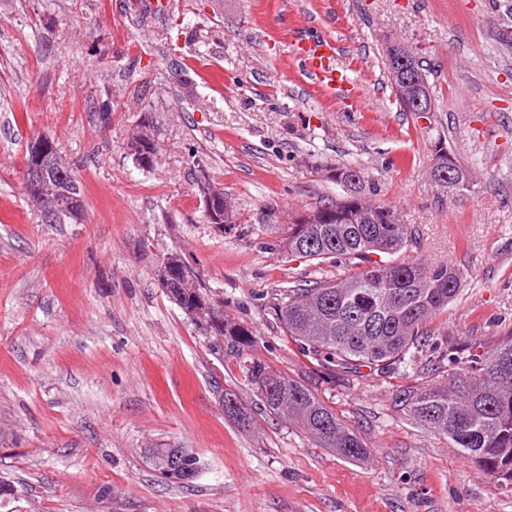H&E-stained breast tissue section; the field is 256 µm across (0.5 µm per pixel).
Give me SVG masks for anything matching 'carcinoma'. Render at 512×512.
<instances>
[{"label":"carcinoma","instance_id":"carcinoma-1","mask_svg":"<svg viewBox=\"0 0 512 512\" xmlns=\"http://www.w3.org/2000/svg\"><path fill=\"white\" fill-rule=\"evenodd\" d=\"M133 161L143 168L156 159L159 130L144 118ZM45 151L30 177L54 195L58 207L43 217L46 224H81L85 219L84 190L74 168L44 137ZM436 187L446 193L448 170L459 172L446 140L432 145ZM196 186L201 201H224V188L210 180L199 162ZM328 179L345 194L327 204L298 212L284 228L283 250L290 257L341 267L344 274L298 280L280 289L266 307L268 319L303 352L320 372L362 377L365 367L388 375L405 360H425V366L457 367L442 386L431 380L395 390V407L416 423L444 435L461 455L485 471L499 486L512 489V331L493 340L458 342L435 337L434 320L459 294L468 273L451 264L410 262L403 257L421 248L420 230L404 224L387 205L368 195L361 170L346 164L327 169ZM166 295L181 310L208 298L210 289L178 254L166 260ZM230 352L252 342L253 332L232 322L211 324ZM257 402L251 407L223 397L224 414L240 426L251 423L253 409L283 419L321 448L347 460H360L367 446L350 425L321 401L305 381L261 362L246 366ZM179 448H158L154 460L170 482L187 484L193 476L172 473Z\"/></svg>","mask_w":512,"mask_h":512}]
</instances>
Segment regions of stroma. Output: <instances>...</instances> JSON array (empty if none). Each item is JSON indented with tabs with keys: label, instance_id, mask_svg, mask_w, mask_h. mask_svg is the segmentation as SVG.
I'll return each instance as SVG.
<instances>
[{
	"label": "stroma",
	"instance_id": "stroma-1",
	"mask_svg": "<svg viewBox=\"0 0 512 512\" xmlns=\"http://www.w3.org/2000/svg\"><path fill=\"white\" fill-rule=\"evenodd\" d=\"M504 0H0V512H512V491L392 404L422 363L351 381L316 371L265 308L289 281L281 229L336 199L348 164L419 227L418 259L469 272L434 322L452 339L512 330V48ZM322 32L364 107L317 88L290 54ZM434 66L433 113L406 112L387 50ZM161 130L143 168L127 141ZM53 137L85 190L81 224H46L22 160ZM445 135L467 186L441 192L431 145ZM240 215L204 218L194 160ZM195 267L253 344L220 351L160 288L170 253ZM260 361L308 382L365 440L342 459L256 413L242 427L222 394L256 398ZM153 448L202 470L165 481Z\"/></svg>",
	"mask_w": 512,
	"mask_h": 512
}]
</instances>
